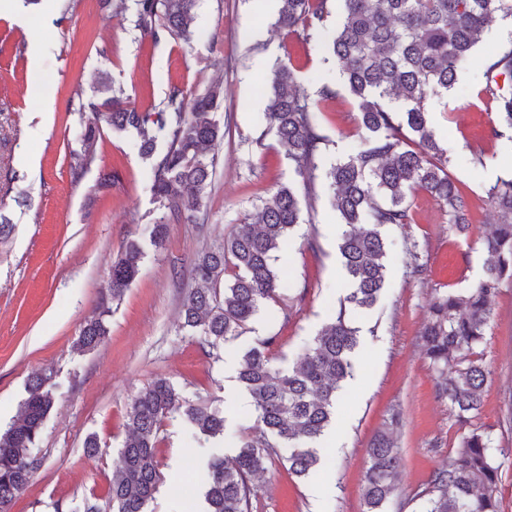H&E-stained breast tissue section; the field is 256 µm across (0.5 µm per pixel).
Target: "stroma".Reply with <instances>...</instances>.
Instances as JSON below:
<instances>
[{
  "label": "stroma",
  "mask_w": 512,
  "mask_h": 512,
  "mask_svg": "<svg viewBox=\"0 0 512 512\" xmlns=\"http://www.w3.org/2000/svg\"><path fill=\"white\" fill-rule=\"evenodd\" d=\"M341 9L334 0L325 27L307 43L278 29L276 14H260L255 0H198V35L189 45L170 37L153 41L134 29L131 15L102 12L96 0H41L27 6L23 28L0 17V213L13 224L0 243V432L18 414L33 376L52 374L56 385L36 448L43 464L11 512H54L53 503L87 499L106 503L129 431V407L160 377L190 403L223 411V452L234 454L242 432L255 425L253 406L233 403L245 394L237 379L243 354L272 336L275 367L291 366L335 319L348 280L327 172L354 155L364 136L356 100L327 52ZM35 40L43 50L33 62L28 46ZM510 44L512 36L495 21L459 68L454 87L426 101L448 171L470 202V230H449L438 202L423 192L413 199V224L386 227L385 286L373 308L350 315L360 345L335 417L316 443L321 463L299 478L284 459H273L253 481L252 512H365L366 450L389 427L399 448L400 481L385 512H423L420 491L474 430L491 439L501 471L499 510L512 512V425L504 421L512 404V284L493 298L490 324L476 348L492 372L479 416L458 422L438 398L435 374L421 352L434 290L460 291L479 280L481 240L498 222L488 190L512 173V130L491 134L497 104L485 92L484 63ZM284 59L298 88L310 94L312 115L328 139L306 181L276 137L264 132L267 86ZM34 66L55 84L50 107L29 94ZM104 73L149 109L162 108L175 86L200 94L213 82L224 85V142L206 193L208 216L201 224L171 225L159 247L143 233L159 213L135 134L104 130L91 168L78 180L69 172L82 120L71 101L91 99ZM325 83L334 91L326 100L318 94ZM106 173L112 185L103 189ZM283 186L298 196L300 223L274 257L277 296L242 336L209 357L180 328L183 298L195 286L190 268ZM133 239L145 246L139 274L113 303L105 341L77 351L80 329L96 316L109 285L112 262ZM411 247L422 264L417 276L408 265ZM91 436L98 442L94 452L84 447ZM208 454L182 415L168 418L157 447L161 479L147 512H203Z\"/></svg>",
  "instance_id": "35a3bbf8"
}]
</instances>
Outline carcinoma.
Wrapping results in <instances>:
<instances>
[{"mask_svg":"<svg viewBox=\"0 0 512 512\" xmlns=\"http://www.w3.org/2000/svg\"><path fill=\"white\" fill-rule=\"evenodd\" d=\"M342 16L330 42L346 87L358 104L365 131L362 148L327 172L331 204L346 230L338 242L349 292L344 306L314 340L310 350L288 369L272 365L273 339L258 341L243 356L237 379L250 395L256 426L241 437L233 455L212 454L205 465L206 512H252V478L288 449V471L303 477L317 465L312 443L329 425L340 384L352 375L359 344L347 310L372 307L386 279L389 225L413 221L412 198L425 192L441 205L445 223L456 232L471 224L468 201L448 173V158L427 123L428 94L451 89L461 64L472 58L481 34L496 16L512 18V0H342ZM134 28L157 41L170 36L189 44L197 0H133ZM331 15V0H282L277 24L304 41ZM485 92L497 102V123L512 129V45L486 70ZM101 100L79 102L89 110L69 152V167L80 179L95 161L89 146L103 126L132 131L149 161L153 201L160 216L150 241L160 246L169 225L198 222L206 212L215 151L224 141L217 118L224 108V87L202 95L173 87L165 107L153 112L131 102L121 86L100 82ZM266 130L273 133L305 176L317 168L327 145L310 114L307 91L294 87L286 62H278L270 81ZM164 147L157 149L158 139ZM501 217L482 247L483 275L465 292L434 289L421 331L424 356L439 378L441 398L461 422L477 415L490 371L475 348L491 319L490 301L512 282V173L488 190ZM300 219L295 191L283 186L272 202L244 215L219 246L204 252L191 276L197 287L182 302V329L215 350L244 332L264 302L276 297L278 275L273 253L285 245ZM144 252L130 242L110 268L111 288L97 317L86 322L77 343L90 351L107 336L105 317L136 279ZM51 378L31 380L29 397L11 427L0 435V512L29 486L40 459L32 454L53 406ZM175 413L207 439L224 434L223 412L191 404L165 378L155 379L132 401L130 433L119 452L109 491L110 512H146L160 480L156 444L166 419ZM365 512H384L397 491V448L391 433L377 435L366 450ZM490 438L476 430L464 435L448 464L431 475L420 497L425 512H499Z\"/></svg>","mask_w":512,"mask_h":512,"instance_id":"obj_1","label":"carcinoma"}]
</instances>
